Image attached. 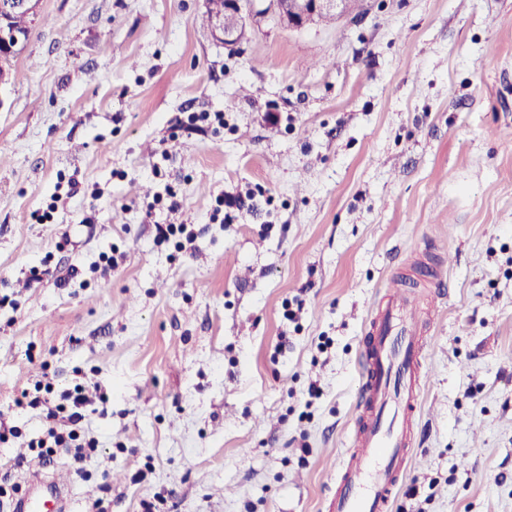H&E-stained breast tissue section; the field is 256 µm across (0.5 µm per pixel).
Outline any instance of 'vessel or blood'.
<instances>
[{
	"label": "vessel or blood",
	"mask_w": 512,
	"mask_h": 512,
	"mask_svg": "<svg viewBox=\"0 0 512 512\" xmlns=\"http://www.w3.org/2000/svg\"><path fill=\"white\" fill-rule=\"evenodd\" d=\"M403 281L377 308L364 338L351 446L336 465L331 512H391L414 443L407 422L424 381L423 323Z\"/></svg>",
	"instance_id": "obj_1"
}]
</instances>
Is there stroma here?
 Listing matches in <instances>:
<instances>
[{
	"label": "stroma",
	"mask_w": 512,
	"mask_h": 512,
	"mask_svg": "<svg viewBox=\"0 0 512 512\" xmlns=\"http://www.w3.org/2000/svg\"><path fill=\"white\" fill-rule=\"evenodd\" d=\"M365 7L258 18L230 53L199 0H40L0 87V474L22 492L48 420L15 400L45 379L93 401L66 512H329L402 277L429 374L392 512H512V0Z\"/></svg>",
	"instance_id": "stroma-1"
}]
</instances>
